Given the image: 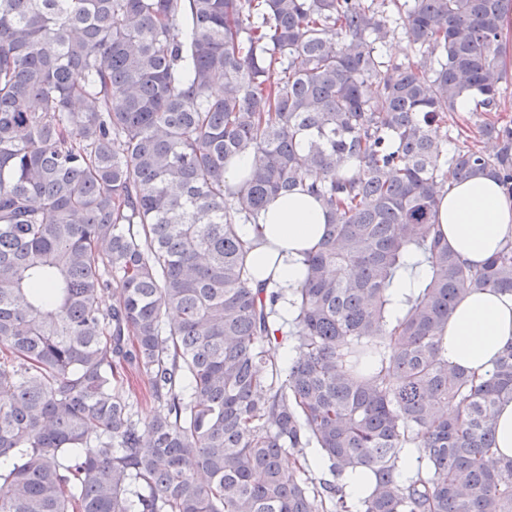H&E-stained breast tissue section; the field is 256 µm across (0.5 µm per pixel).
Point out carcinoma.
Masks as SVG:
<instances>
[{
  "mask_svg": "<svg viewBox=\"0 0 512 512\" xmlns=\"http://www.w3.org/2000/svg\"><path fill=\"white\" fill-rule=\"evenodd\" d=\"M511 17L512 0H0V512H512V458L485 464L512 344L478 376L441 336L462 294H512V242L472 268L437 219L450 175L512 193V124L489 118ZM390 33L411 58L382 53ZM463 101L496 153L448 135ZM303 189L328 224L278 324L238 225ZM412 254L428 275L398 297ZM309 447L338 479L370 471L369 494L316 485ZM254 163L252 155L245 154L231 159L224 168V183L227 186L240 185Z\"/></svg>",
  "mask_w": 512,
  "mask_h": 512,
  "instance_id": "cac0c4a2",
  "label": "carcinoma"
}]
</instances>
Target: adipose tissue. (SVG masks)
Here are the masks:
<instances>
[{"label":"adipose tissue","mask_w":512,"mask_h":512,"mask_svg":"<svg viewBox=\"0 0 512 512\" xmlns=\"http://www.w3.org/2000/svg\"><path fill=\"white\" fill-rule=\"evenodd\" d=\"M328 217L307 193L272 198L259 223L239 233L249 250L246 263L254 285L279 290V312L293 316L305 277L306 252L321 242ZM440 230L459 260L483 265L512 241V194L494 179L476 176L455 183L440 202ZM449 366L481 375L512 343V295L486 288L462 294L442 330Z\"/></svg>","instance_id":"obj_1"}]
</instances>
